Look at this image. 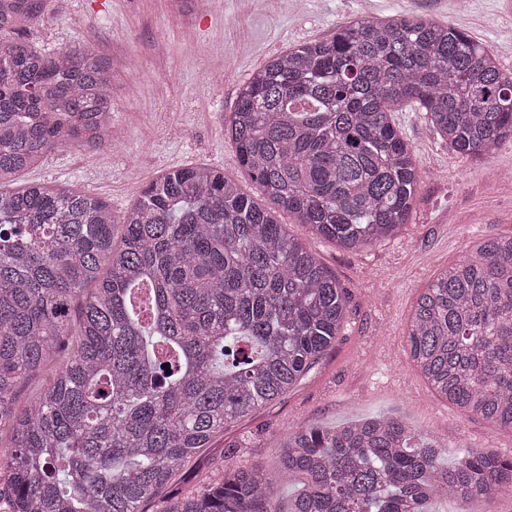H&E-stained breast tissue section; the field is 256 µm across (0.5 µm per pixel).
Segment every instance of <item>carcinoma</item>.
Wrapping results in <instances>:
<instances>
[{
  "instance_id": "carcinoma-1",
  "label": "carcinoma",
  "mask_w": 512,
  "mask_h": 512,
  "mask_svg": "<svg viewBox=\"0 0 512 512\" xmlns=\"http://www.w3.org/2000/svg\"><path fill=\"white\" fill-rule=\"evenodd\" d=\"M46 0H0V470L11 512H146L213 438L296 386L346 323L336 278L220 169L158 175L117 222L68 186L7 190L50 153L112 145V58L17 33ZM416 103L473 158L512 141V73L455 26L357 20L253 73L224 134L257 189L347 249L408 222L420 179L394 120ZM121 227L120 237L115 228ZM407 350L432 392L512 429V235L418 297ZM46 386L14 403L47 364ZM444 449L374 415L288 431V512H428L512 489V458ZM257 466L158 512H283Z\"/></svg>"
}]
</instances>
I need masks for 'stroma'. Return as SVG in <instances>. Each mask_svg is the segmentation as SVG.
I'll return each mask as SVG.
<instances>
[{
    "label": "stroma",
    "mask_w": 512,
    "mask_h": 512,
    "mask_svg": "<svg viewBox=\"0 0 512 512\" xmlns=\"http://www.w3.org/2000/svg\"><path fill=\"white\" fill-rule=\"evenodd\" d=\"M47 14L48 22L23 28L32 43L52 51L90 41L111 57L119 143L57 150L18 182L66 183L106 200L117 219L159 174L197 164L222 169L268 206L225 136L224 120L255 70L349 22L420 16L450 23L512 71V0H192L181 13L171 0H47ZM396 122L421 172L408 223L374 247L349 250L277 211L345 289L347 323L306 378L201 451L172 486L179 496L199 494L209 478L246 464L261 465L272 485L285 486L277 457L289 429L383 413L400 414L443 444L444 461L462 445L512 457V431L460 415L436 397L405 342L416 299L435 275L474 242L512 235V143L479 162L448 148L416 106L399 109Z\"/></svg>",
    "instance_id": "35a3bbf8"
}]
</instances>
